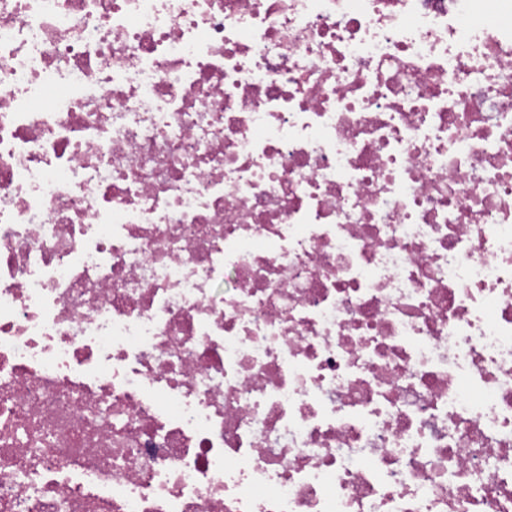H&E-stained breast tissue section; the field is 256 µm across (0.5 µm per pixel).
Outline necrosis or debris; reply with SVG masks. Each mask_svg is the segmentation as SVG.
Masks as SVG:
<instances>
[{
	"label": "necrosis or debris",
	"mask_w": 512,
	"mask_h": 512,
	"mask_svg": "<svg viewBox=\"0 0 512 512\" xmlns=\"http://www.w3.org/2000/svg\"><path fill=\"white\" fill-rule=\"evenodd\" d=\"M0 512H512V0H0Z\"/></svg>",
	"instance_id": "necrosis-or-debris-1"
}]
</instances>
